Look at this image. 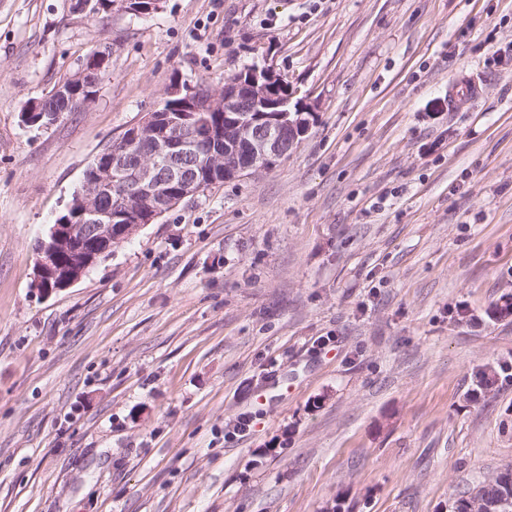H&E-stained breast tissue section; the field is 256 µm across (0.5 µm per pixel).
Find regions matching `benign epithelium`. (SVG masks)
Wrapping results in <instances>:
<instances>
[{
    "mask_svg": "<svg viewBox=\"0 0 512 512\" xmlns=\"http://www.w3.org/2000/svg\"><path fill=\"white\" fill-rule=\"evenodd\" d=\"M108 58L104 51L91 52L81 70L55 93L81 109L87 107L98 84L86 85L83 78L90 71H103ZM165 99L191 112L224 113V132H206L198 123L174 118L169 109L155 110L123 135L122 148L109 146L99 154L71 204L78 223L64 219L39 240L33 289L40 296L75 284L143 225L194 198L204 181L271 169L307 133L313 118L309 107L291 104L288 83L269 66L247 68L225 80L221 90L207 94L174 81L166 87ZM255 107L272 109L278 116L258 125L251 118ZM61 117L40 112L34 102L24 120L37 125Z\"/></svg>",
    "mask_w": 512,
    "mask_h": 512,
    "instance_id": "1",
    "label": "benign epithelium"
}]
</instances>
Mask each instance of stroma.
Wrapping results in <instances>:
<instances>
[{
    "instance_id": "stroma-1",
    "label": "stroma",
    "mask_w": 512,
    "mask_h": 512,
    "mask_svg": "<svg viewBox=\"0 0 512 512\" xmlns=\"http://www.w3.org/2000/svg\"><path fill=\"white\" fill-rule=\"evenodd\" d=\"M99 49L85 110L22 122ZM253 65L314 111L288 157L36 297L93 159ZM510 295L512 0H0V512H448L512 465Z\"/></svg>"
}]
</instances>
